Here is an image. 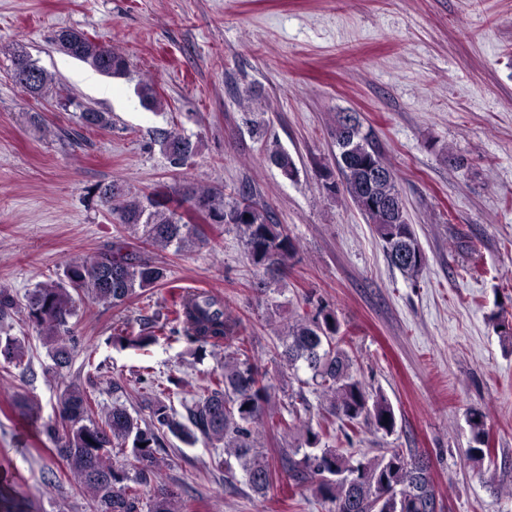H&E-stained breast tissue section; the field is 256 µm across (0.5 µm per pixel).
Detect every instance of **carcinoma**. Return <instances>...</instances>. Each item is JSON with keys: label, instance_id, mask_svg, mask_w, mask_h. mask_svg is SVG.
Masks as SVG:
<instances>
[{"label": "carcinoma", "instance_id": "obj_1", "mask_svg": "<svg viewBox=\"0 0 512 512\" xmlns=\"http://www.w3.org/2000/svg\"><path fill=\"white\" fill-rule=\"evenodd\" d=\"M56 41L68 44L69 55L90 63L97 71L120 75L128 68L127 59L111 46L89 38L74 29H61ZM34 63L26 53L12 61V78L28 94L38 97L53 93L55 82L44 68H38L34 82L27 85L23 74ZM143 108L156 110L162 102L154 85L144 83L139 90ZM86 127L111 124L107 113L85 106L79 115ZM338 150L337 166L342 191L349 194L364 183L363 167L347 158L369 159L383 167L388 177L374 185L373 195L396 205L363 211L372 224L391 264L405 274L417 273L425 255L412 225L408 224L396 174L373 145L370 134L358 127L349 129L342 116L330 129ZM154 142L168 166L181 171L199 151V142L177 129H157ZM268 160L289 179L297 169L285 150L270 149ZM112 212L123 233L112 245L91 259L73 258L65 263L63 277L37 284L26 295L25 320L35 327L52 361L50 370L57 380V415L35 427L37 440L53 443L52 451L65 463L67 474L87 500L89 512H182L181 496L162 477L164 458L157 456L165 433L192 445L195 431L215 448H224V478L230 483L240 469L249 488L264 496L273 487L276 469L260 450L261 433L296 437V444L279 449L281 468L297 486L310 485L316 496L331 504L328 512H427V501L436 496L430 466L401 448H388L376 457H357L342 448H330L323 441L341 433L346 441L369 424L389 435L395 431L396 416L391 403L381 392H374L360 379L355 359L346 349L341 324L334 311L318 304L286 324L278 336L274 359L294 373L304 368L316 392L327 402V417L313 423L303 419L309 404L299 397L288 416L270 412L266 374L259 370L248 337L232 318L224 299L206 291H186L173 301V322L181 326L187 343L201 350L224 343V373L211 381L203 399L185 406L186 421L177 418L173 408L158 394L148 398L149 419L132 415L115 404L100 419L92 418V402L87 391L69 380L73 356L81 338L70 326L77 302L121 307L139 293L167 280V267L147 255L146 248L171 249L179 255L197 245L211 244L204 226L235 229L250 263L275 280L286 274L296 246L287 229L277 223L272 211L253 201L242 188L234 197L224 191L203 188L186 199H177L165 185L152 191L133 194L113 182L97 185L87 192ZM190 202L181 212L184 202ZM129 230L138 236L134 247L124 235ZM414 256L406 262L405 256ZM18 309L15 295L0 288V324L13 318ZM150 330L133 336L122 329L112 336L121 346L145 347L159 341ZM25 356L22 342L0 336V358L20 365ZM473 445L466 459L474 466L490 455L486 415L478 409L469 414ZM131 451L138 466L129 470L117 464L116 457ZM153 485L149 501H143L140 487ZM3 512H31L32 505L16 500L8 485L0 484Z\"/></svg>", "mask_w": 512, "mask_h": 512}]
</instances>
